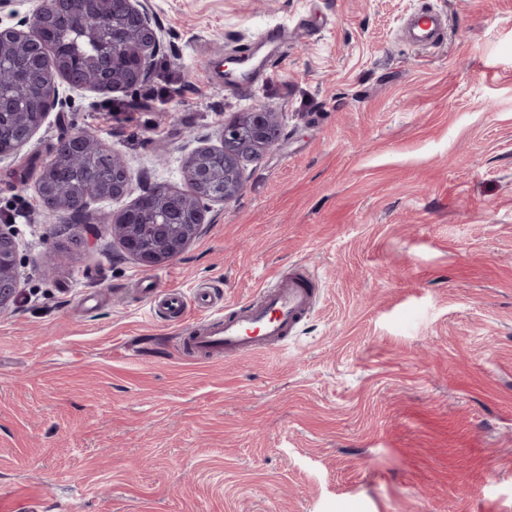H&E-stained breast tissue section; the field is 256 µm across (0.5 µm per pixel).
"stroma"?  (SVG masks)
Segmentation results:
<instances>
[{
	"instance_id": "1",
	"label": "stroma",
	"mask_w": 512,
	"mask_h": 512,
	"mask_svg": "<svg viewBox=\"0 0 512 512\" xmlns=\"http://www.w3.org/2000/svg\"><path fill=\"white\" fill-rule=\"evenodd\" d=\"M148 6L146 80L71 92L0 162L20 244L0 512H512V0ZM434 12L439 42L409 43L405 20ZM273 27L285 38L263 51ZM254 107L277 113L279 145L183 254L141 268L105 217L185 189V157ZM77 128L130 177L82 224L35 188ZM297 266L319 292L287 342L186 350ZM172 288L178 323L158 305Z\"/></svg>"
}]
</instances>
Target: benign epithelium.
Instances as JSON below:
<instances>
[{
	"label": "benign epithelium",
	"mask_w": 512,
	"mask_h": 512,
	"mask_svg": "<svg viewBox=\"0 0 512 512\" xmlns=\"http://www.w3.org/2000/svg\"><path fill=\"white\" fill-rule=\"evenodd\" d=\"M73 0H41L40 7L30 16L18 21L17 26L8 27L5 32L29 44L40 43V35L46 26V18L62 4ZM121 19L125 27L139 34L132 63L125 65L124 78L102 88L104 92L115 89L132 90L144 79L147 63L160 50V35L152 25L150 14L142 0H120ZM95 46L97 57L117 56L111 51L106 30L99 28L85 33ZM56 70L43 72V80L53 105L64 107L69 98L60 91ZM280 140V125L277 115L265 109L243 112L237 118L224 123L220 135L221 145L208 147L207 162L198 163L200 150L191 152L184 160L183 171L187 181L186 194H195L194 220L189 224H158L155 226L154 241H149L137 223L138 209L130 203L112 215V229L118 231L124 251L145 270L159 269L180 256L186 247L199 235L205 224V213L211 202H231L243 189L242 164L257 160ZM96 141L86 129L71 130L67 136L53 144L49 160L41 168L36 187L56 177L63 168L66 152H75ZM104 191V198L116 200L123 197L128 183L111 185V179L101 173H94ZM20 263L19 245L16 233L10 224L0 225V309L12 303L17 294V268Z\"/></svg>",
	"instance_id": "benign-epithelium-1"
}]
</instances>
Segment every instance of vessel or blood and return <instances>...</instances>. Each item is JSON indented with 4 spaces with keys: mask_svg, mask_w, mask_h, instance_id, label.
I'll return each mask as SVG.
<instances>
[{
    "mask_svg": "<svg viewBox=\"0 0 512 512\" xmlns=\"http://www.w3.org/2000/svg\"><path fill=\"white\" fill-rule=\"evenodd\" d=\"M315 288L302 272L266 289L260 301L238 314L214 321L188 337L186 345L199 356H234L282 343L314 306Z\"/></svg>",
    "mask_w": 512,
    "mask_h": 512,
    "instance_id": "obj_1",
    "label": "vessel or blood"
}]
</instances>
